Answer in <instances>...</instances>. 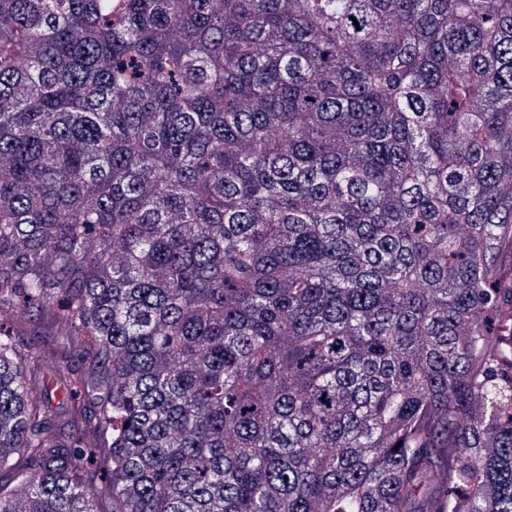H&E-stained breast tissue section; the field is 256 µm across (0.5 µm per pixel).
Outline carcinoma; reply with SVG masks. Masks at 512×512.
<instances>
[{"mask_svg":"<svg viewBox=\"0 0 512 512\" xmlns=\"http://www.w3.org/2000/svg\"><path fill=\"white\" fill-rule=\"evenodd\" d=\"M507 246L512 0H0V512H512Z\"/></svg>","mask_w":512,"mask_h":512,"instance_id":"obj_1","label":"carcinoma"}]
</instances>
